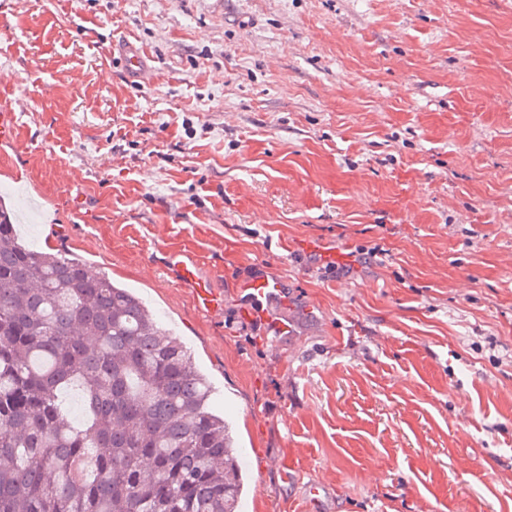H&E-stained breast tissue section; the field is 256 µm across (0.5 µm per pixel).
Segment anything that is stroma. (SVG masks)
I'll return each mask as SVG.
<instances>
[{
    "mask_svg": "<svg viewBox=\"0 0 512 512\" xmlns=\"http://www.w3.org/2000/svg\"><path fill=\"white\" fill-rule=\"evenodd\" d=\"M1 111L0 206L181 337L242 512H308L302 475L321 512H512V0H0ZM259 269L288 336L239 314ZM183 255L173 253L168 258L169 268L175 275L176 284L181 288H191L190 294L200 312L206 315L222 311L224 302L208 288L206 280L197 276Z\"/></svg>",
    "mask_w": 512,
    "mask_h": 512,
    "instance_id": "1",
    "label": "stroma"
}]
</instances>
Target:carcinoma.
<instances>
[{
    "label": "carcinoma",
    "instance_id": "cac0c4a2",
    "mask_svg": "<svg viewBox=\"0 0 512 512\" xmlns=\"http://www.w3.org/2000/svg\"><path fill=\"white\" fill-rule=\"evenodd\" d=\"M210 396L139 297L0 214V512H239L245 472Z\"/></svg>",
    "mask_w": 512,
    "mask_h": 512
}]
</instances>
